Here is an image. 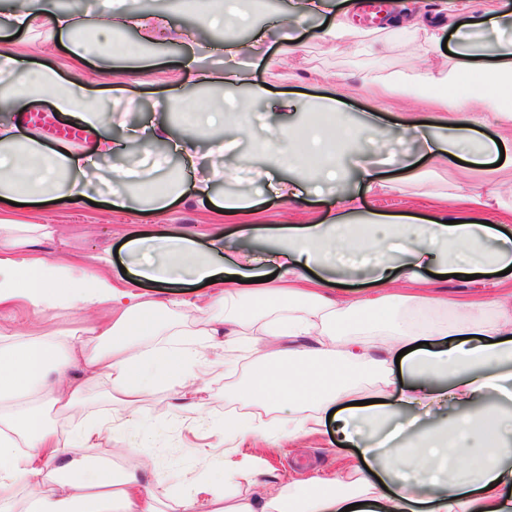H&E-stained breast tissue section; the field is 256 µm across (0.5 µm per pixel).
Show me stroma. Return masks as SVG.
<instances>
[{
  "mask_svg": "<svg viewBox=\"0 0 512 512\" xmlns=\"http://www.w3.org/2000/svg\"><path fill=\"white\" fill-rule=\"evenodd\" d=\"M291 2L277 0L271 10L260 15L244 32L246 40L260 39L266 53L278 56L276 68L266 69L259 58L244 53L232 58L218 52L204 61L205 66L216 73L229 66L236 67L247 73L253 83L268 88L264 97L252 102L249 111L240 115L239 125L223 131L224 136L238 139L237 152L227 156L212 151L210 143L204 141L197 148L195 168L184 167L178 157L170 159L174 178L183 179L188 184L207 179L211 182L213 197L254 202L255 211L248 220L264 226L323 218L335 200L331 194L314 195L307 187L288 201L279 200L268 191L264 177L267 156L253 141L252 132L265 125L275 128L285 124V117L271 107L274 99L290 96L312 102L320 95H334L343 98L345 112L357 123L373 115L391 122H428L432 115L426 108L410 101L373 97L361 90L360 78L371 72L445 67L450 59L449 54L442 51L428 52L424 32L365 27L361 0H331L334 11L310 16L295 32L297 47L292 52L281 53V29ZM340 16L345 17L348 26L353 28V35L339 43L320 40V27ZM362 37L376 41L375 52L367 53L358 48L357 42ZM188 51V46L182 43L154 45L150 54L151 70L137 75L135 82L127 84L126 92L121 96H109L108 85L112 78L108 73L98 71L97 67L69 73L68 78L91 85L97 94L105 96L104 110L112 115L114 136H125L127 128L150 122L167 125L176 136L181 132L180 127L174 124L170 113L158 109V102L174 92L205 102L219 92L218 87L198 85L194 72L182 68L181 61ZM377 157L381 161L376 168L377 174L396 181L397 188L389 192L368 189L359 180L354 159H346L345 176L338 189L364 199L362 211L347 214V221L367 222L373 212L428 218L432 215L430 205L436 195L458 191L478 199L491 189L512 188V167L500 170L488 165L468 168L432 158L420 144L411 141L378 146ZM408 162L414 164L417 177L407 178L404 165ZM217 169L225 170L224 179L213 178L212 173ZM107 192V184L99 183L91 200L57 204L31 213L28 220L35 224L56 225L57 236L51 247L53 254L61 258L80 255L86 268H94V257L102 250L114 251L112 274L116 277L131 263L124 247L130 234H177L195 230L199 233L197 245L204 249L208 246V234L221 233L229 244L222 257L226 264L233 263L238 251L250 250L259 254L272 245L263 234L240 238L237 220L212 223L206 206L193 200L176 201L161 215L136 211L114 213L99 205ZM256 370V362L247 358L240 359L231 372L216 369L205 382L203 391L196 396L201 404L200 411L188 419L174 411L168 390H154L146 397L134 423L114 434L110 442L89 449V456L114 460L120 448L131 443L149 442L151 470L167 479L173 488V496L166 500L163 512H205L191 480L195 462L189 454L190 449L204 448L210 452V475L215 480H223L225 464L238 465L243 473L238 490L244 496L263 489L298 488L303 474L313 470L335 471L339 458L355 454L354 445H339L328 432L297 440L264 431L245 440L230 434L224 427L228 399L245 387ZM256 469L265 472V486L251 484L248 475Z\"/></svg>",
  "mask_w": 512,
  "mask_h": 512,
  "instance_id": "1",
  "label": "stroma"
}]
</instances>
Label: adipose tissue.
<instances>
[{
    "instance_id": "ef3b65f1",
    "label": "adipose tissue",
    "mask_w": 512,
    "mask_h": 512,
    "mask_svg": "<svg viewBox=\"0 0 512 512\" xmlns=\"http://www.w3.org/2000/svg\"><path fill=\"white\" fill-rule=\"evenodd\" d=\"M121 2L122 11L98 25L91 43L78 37L72 15L47 11L43 0L0 19V31L23 33L18 41L0 39V106L9 114L0 121V199L5 202L0 208V312L21 302L40 313L77 307L96 315L38 338L0 326V512H162L171 488L144 464V445L122 449L120 467L86 454L109 441L122 428L121 420L80 425L66 435L46 414L71 412L101 383L130 414L138 413L148 391L159 387L175 393L180 412L194 413L200 382L214 370L207 351L218 346L229 353L247 348L259 361L243 403L264 409L288 400L293 412L288 437L318 432L330 419L346 442H353L358 426L366 429L368 440L341 473L310 476L303 496L283 489L232 495L227 487L238 468L226 467L223 481H214L208 452L195 450L194 479L207 512H344L348 506L353 512H512V447L506 443L512 411L472 410L484 390L512 379L507 340L512 277L505 274L512 266L507 233L512 201L500 192L480 202L456 196L454 210L439 209L422 223L382 214L368 224L333 219L279 224L270 229L278 249L261 257L241 253L229 267L215 262L224 251L220 236L205 251L187 234L134 237L127 242L135 259L128 280L112 277L111 251L96 255L95 270H87L44 250L56 236L54 225L17 218L14 204L40 209L83 196L101 158L114 161L105 207H131L130 174L119 164L126 143L113 136L111 122L101 113V96L66 81L56 69L27 66L30 56L48 51L61 36L71 44L74 66L88 65L91 57L107 51L124 72L143 70L144 53L114 45L118 28H143L132 0ZM471 15V0H448L426 16L400 12L393 24L424 29L436 48L442 32ZM198 18L206 28L251 23L243 0H212ZM508 24L512 11L491 13L480 22L490 40L459 34L450 66L364 77V84L379 87L382 94L436 108L431 128L388 125L376 118L356 125L342 112L340 99L330 96L304 123L266 132L265 142L278 147L270 167L288 164L297 170L290 181L269 180L268 189L284 198L300 184L336 180L342 159L367 154L380 139L419 137L434 156L469 163L498 153L495 139L480 132L512 122V40L495 37ZM143 30L146 43L169 41L179 33L169 23ZM220 49L230 55L239 51L232 43L221 48L198 44L183 66L196 72L199 84L214 82L227 90L245 84L251 96H264L265 87L250 83L244 73L229 70L215 77L201 70V61ZM46 97L87 132L93 157L81 156L80 146L71 143L48 147L21 125L23 114ZM246 98H230L225 108L177 98L181 137L172 138L165 125L152 123L135 128L133 136L146 145L168 142L186 166H194L203 134L225 123L227 112L247 111ZM356 257L373 264L368 288L356 295L329 288L326 271ZM263 262L279 266L276 279L258 282ZM430 267L486 280L484 292L457 301L454 327L432 318L445 300L422 275ZM210 279L214 290L203 305L177 297L162 302L140 290L145 282L192 288ZM397 303L417 313L419 322L376 319V312ZM164 311L202 318L205 326L175 332L161 319ZM252 328L259 341L242 345ZM399 348L404 351L400 367L410 380L397 406L428 412L454 408L457 415L448 430L414 441L379 436L375 425L387 416V406L366 403L356 374L364 370L390 381L391 359ZM413 458L433 495L420 496L406 483L401 464Z\"/></svg>"
}]
</instances>
